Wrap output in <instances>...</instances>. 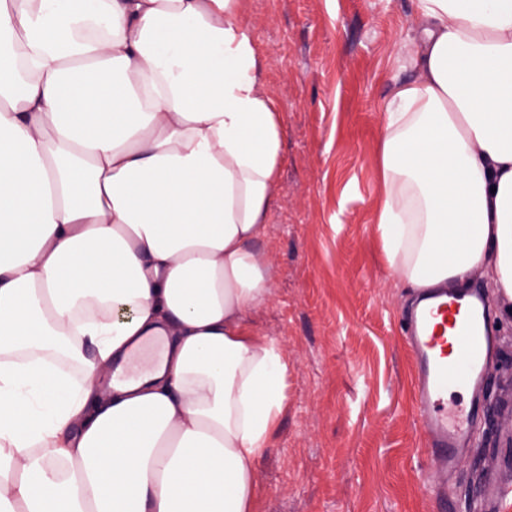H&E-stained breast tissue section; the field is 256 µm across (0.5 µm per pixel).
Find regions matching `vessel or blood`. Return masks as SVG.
<instances>
[{
    "instance_id": "obj_1",
    "label": "vessel or blood",
    "mask_w": 512,
    "mask_h": 512,
    "mask_svg": "<svg viewBox=\"0 0 512 512\" xmlns=\"http://www.w3.org/2000/svg\"><path fill=\"white\" fill-rule=\"evenodd\" d=\"M489 309L482 292L452 289L430 297L418 314L408 317L414 405L425 434L422 453L445 474L454 471L482 422L484 379L500 350ZM464 390L471 394L468 406L449 403V394ZM481 487L486 512H504L512 483L492 473L484 476Z\"/></svg>"
}]
</instances>
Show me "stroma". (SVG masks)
<instances>
[{
	"mask_svg": "<svg viewBox=\"0 0 512 512\" xmlns=\"http://www.w3.org/2000/svg\"><path fill=\"white\" fill-rule=\"evenodd\" d=\"M267 60L263 79L286 128L263 248L271 296L255 330L288 358L287 404L257 469V512H441L420 455L412 354L372 224L383 104L407 80L413 0H250L244 18ZM486 378L487 422L448 478L458 512H479L495 449L512 448V310Z\"/></svg>",
	"mask_w": 512,
	"mask_h": 512,
	"instance_id": "stroma-1",
	"label": "stroma"
}]
</instances>
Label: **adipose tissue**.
<instances>
[{
    "instance_id": "adipose-tissue-1",
    "label": "adipose tissue",
    "mask_w": 512,
    "mask_h": 512,
    "mask_svg": "<svg viewBox=\"0 0 512 512\" xmlns=\"http://www.w3.org/2000/svg\"><path fill=\"white\" fill-rule=\"evenodd\" d=\"M248 0H0V512H255L287 400ZM374 223L512 305V0H414Z\"/></svg>"
}]
</instances>
